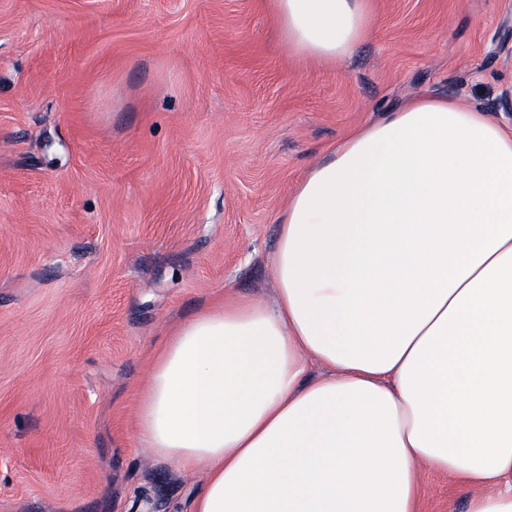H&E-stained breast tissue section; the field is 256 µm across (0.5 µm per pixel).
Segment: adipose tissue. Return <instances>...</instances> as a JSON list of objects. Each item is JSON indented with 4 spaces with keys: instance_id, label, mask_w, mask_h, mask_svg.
I'll list each match as a JSON object with an SVG mask.
<instances>
[{
    "instance_id": "1",
    "label": "adipose tissue",
    "mask_w": 512,
    "mask_h": 512,
    "mask_svg": "<svg viewBox=\"0 0 512 512\" xmlns=\"http://www.w3.org/2000/svg\"><path fill=\"white\" fill-rule=\"evenodd\" d=\"M267 5L320 62L371 29L365 0ZM272 266L273 303L211 302L140 388L138 444L204 474L191 512H417L424 469L512 512V129L429 96L356 129L292 192Z\"/></svg>"
}]
</instances>
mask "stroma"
<instances>
[{
  "mask_svg": "<svg viewBox=\"0 0 512 512\" xmlns=\"http://www.w3.org/2000/svg\"><path fill=\"white\" fill-rule=\"evenodd\" d=\"M343 61L262 0H0V512H189L137 446L168 331L274 298L278 219L352 129L423 95L512 123V0H371ZM431 471L418 512H464Z\"/></svg>",
  "mask_w": 512,
  "mask_h": 512,
  "instance_id": "stroma-1",
  "label": "stroma"
}]
</instances>
